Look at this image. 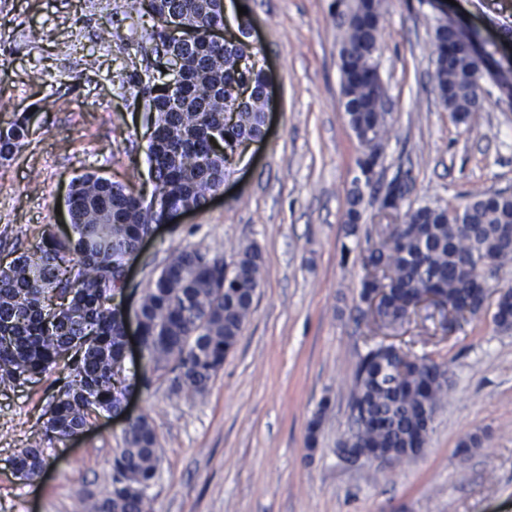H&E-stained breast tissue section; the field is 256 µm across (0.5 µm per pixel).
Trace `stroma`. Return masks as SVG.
I'll return each instance as SVG.
<instances>
[{"label": "stroma", "mask_w": 512, "mask_h": 512, "mask_svg": "<svg viewBox=\"0 0 512 512\" xmlns=\"http://www.w3.org/2000/svg\"><path fill=\"white\" fill-rule=\"evenodd\" d=\"M133 3L0 0V127L32 116L25 148L0 162V263L44 228L70 234L56 207L76 176L95 171L151 191L150 111L138 83L148 41ZM224 5L232 26L246 8L255 59L270 77L267 134L240 147L222 196L158 227L113 304L133 308L171 251L229 260L254 243L263 277L253 313L204 394L188 398L165 381L128 392L123 413L96 414L75 439L43 441L47 467L32 484L16 478L12 460L40 431L59 373L0 392V512H73L79 493L105 494L129 411L150 417L162 450L148 489L153 512H512V332L498 330L491 311L452 325L429 307L395 330L452 382L421 455L386 466L340 453L357 363L379 340L359 313L364 260L379 225L401 215L385 216L374 200L358 234L345 232L358 144L340 104L333 0ZM441 23L485 59V101L467 125L433 88ZM379 61L391 131L378 190L407 181L403 209L512 192V86L495 80L512 76V0H384ZM474 433L483 447L460 452Z\"/></svg>", "instance_id": "1"}]
</instances>
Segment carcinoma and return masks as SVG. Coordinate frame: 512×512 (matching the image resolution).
Returning <instances> with one entry per match:
<instances>
[{"instance_id": "cac0c4a2", "label": "carcinoma", "mask_w": 512, "mask_h": 512, "mask_svg": "<svg viewBox=\"0 0 512 512\" xmlns=\"http://www.w3.org/2000/svg\"><path fill=\"white\" fill-rule=\"evenodd\" d=\"M154 20L153 70L142 94L154 112L148 144L153 191L144 197L97 173L70 185L72 234L45 229L30 249L0 265V390L21 386L66 360L67 374L53 396L43 436L68 440L86 430L93 410L117 413L121 396L132 388L149 390L167 379L176 393L203 394L235 348L252 312L262 280L263 256L251 243L239 248L231 265L224 254L183 248L171 254L148 283L133 309L140 327L144 368L125 383L122 364L124 314L111 305L122 290L126 256L137 250L168 209H202L224 187L228 166L246 140L262 133L259 93L263 73L253 46L239 39L222 48L207 45L203 34L224 25L221 0H138ZM382 0H336L340 36L341 95L355 106L348 124L359 145L351 181L346 232L354 235L363 219L358 184L377 165L390 130L382 80L362 76L364 45L380 39ZM434 90L455 120L466 123L483 107L482 74L474 56L446 24L433 38ZM254 98L238 102L236 88ZM29 134L22 113L0 128V160L19 154ZM222 135V145L210 139ZM406 184L391 183L381 208L397 210ZM366 262L387 272L390 289L381 309L384 323H405V305L429 292L462 307L479 288L482 271L512 262V193L480 192L461 208L429 205L408 209L391 240L373 248ZM495 326L512 329V288L499 294ZM410 350L377 344L358 364L351 400L357 409L341 447L353 443L391 450L410 446L426 409L448 397V371ZM16 474L33 480L44 468L42 440L15 459ZM159 448L151 419L135 418L112 457V489L104 496L82 492L76 512H151L147 489L157 476Z\"/></svg>"}]
</instances>
